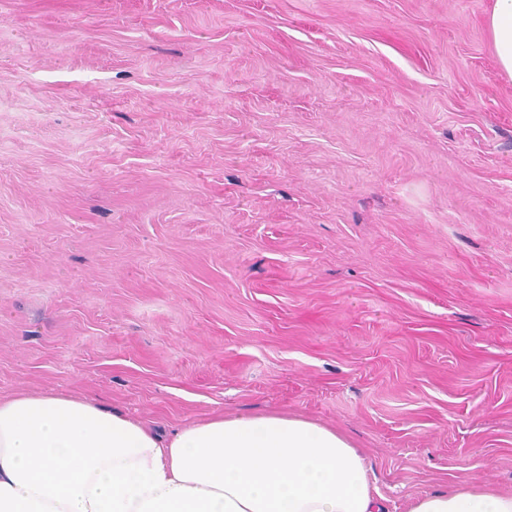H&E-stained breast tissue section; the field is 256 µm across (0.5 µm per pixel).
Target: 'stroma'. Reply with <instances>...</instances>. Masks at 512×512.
Listing matches in <instances>:
<instances>
[{"label":"stroma","mask_w":512,"mask_h":512,"mask_svg":"<svg viewBox=\"0 0 512 512\" xmlns=\"http://www.w3.org/2000/svg\"><path fill=\"white\" fill-rule=\"evenodd\" d=\"M492 0H0V396L291 412L388 512L512 493Z\"/></svg>","instance_id":"1"}]
</instances>
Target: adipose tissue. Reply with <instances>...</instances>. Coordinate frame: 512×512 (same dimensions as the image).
Here are the masks:
<instances>
[{"label":"adipose tissue","mask_w":512,"mask_h":512,"mask_svg":"<svg viewBox=\"0 0 512 512\" xmlns=\"http://www.w3.org/2000/svg\"><path fill=\"white\" fill-rule=\"evenodd\" d=\"M512 77V0L488 19ZM0 512H387L336 429L287 414L220 416L169 432L55 391L0 397ZM408 512H512L461 485Z\"/></svg>","instance_id":"ef3b65f1"}]
</instances>
